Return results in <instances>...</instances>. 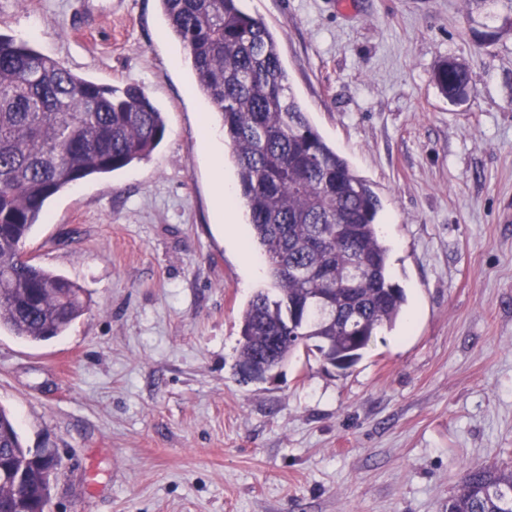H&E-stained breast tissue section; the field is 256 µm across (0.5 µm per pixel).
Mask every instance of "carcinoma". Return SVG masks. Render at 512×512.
Listing matches in <instances>:
<instances>
[{
  "label": "carcinoma",
  "instance_id": "carcinoma-1",
  "mask_svg": "<svg viewBox=\"0 0 512 512\" xmlns=\"http://www.w3.org/2000/svg\"><path fill=\"white\" fill-rule=\"evenodd\" d=\"M167 34L187 50L194 89L222 119L249 244L268 265L241 316L239 362L262 371L313 348L340 370L377 331L401 321L407 297L392 281L380 202L331 148L291 92L278 40L241 0H159ZM434 81L452 103L469 93L466 67L442 60ZM161 112L138 86L85 79L29 43L0 33V328L29 341L64 333L86 308L67 278L19 260L48 199L92 176L145 161L165 136ZM355 266L351 284L336 280ZM44 450L22 445L0 409V512L43 509ZM28 476L16 501L14 475ZM448 512H512V466L467 467Z\"/></svg>",
  "mask_w": 512,
  "mask_h": 512
}]
</instances>
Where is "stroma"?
Wrapping results in <instances>:
<instances>
[{
  "label": "stroma",
  "instance_id": "obj_1",
  "mask_svg": "<svg viewBox=\"0 0 512 512\" xmlns=\"http://www.w3.org/2000/svg\"><path fill=\"white\" fill-rule=\"evenodd\" d=\"M318 132L378 193L407 295L352 368L296 352L241 382L250 276L214 208L183 46L157 0H0V32L164 112L149 161L46 203L25 249L87 310L0 329V407L56 449L49 512H447L473 463L512 464V10L503 0H243ZM447 57L471 77L453 104ZM434 81L442 94L452 103H459L468 96V71L453 57H448L438 64L434 72Z\"/></svg>",
  "mask_w": 512,
  "mask_h": 512
}]
</instances>
